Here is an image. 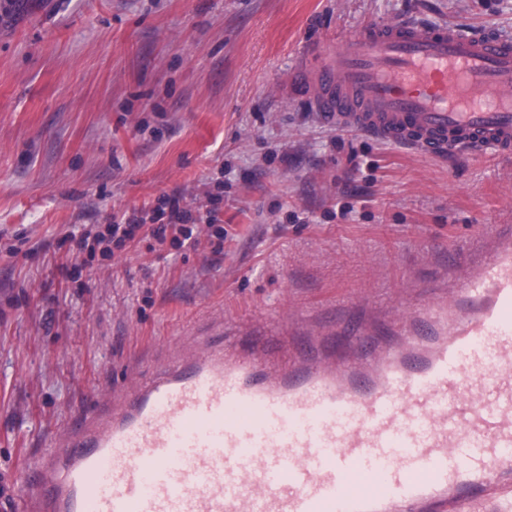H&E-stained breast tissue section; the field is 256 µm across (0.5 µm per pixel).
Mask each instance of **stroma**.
<instances>
[{
	"mask_svg": "<svg viewBox=\"0 0 512 512\" xmlns=\"http://www.w3.org/2000/svg\"><path fill=\"white\" fill-rule=\"evenodd\" d=\"M415 13L512 37V0H0V474L159 370L167 341L218 320L274 340L349 306L386 320L512 224V157L340 131L294 92L324 42ZM218 180L223 253L141 231L61 273L50 242Z\"/></svg>",
	"mask_w": 512,
	"mask_h": 512,
	"instance_id": "1",
	"label": "stroma"
}]
</instances>
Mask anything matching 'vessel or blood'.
I'll return each instance as SVG.
<instances>
[{"instance_id":"b4317fda","label":"vessel or blood","mask_w":512,"mask_h":512,"mask_svg":"<svg viewBox=\"0 0 512 512\" xmlns=\"http://www.w3.org/2000/svg\"><path fill=\"white\" fill-rule=\"evenodd\" d=\"M301 76L325 125L512 155V38L492 27L372 22ZM460 259L383 336L168 349L55 440L15 512H512V225Z\"/></svg>"}]
</instances>
